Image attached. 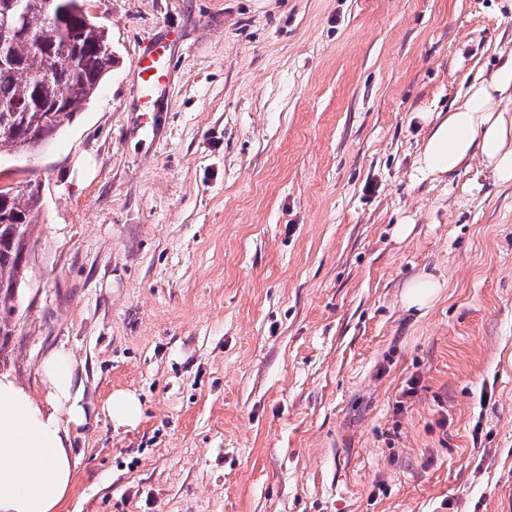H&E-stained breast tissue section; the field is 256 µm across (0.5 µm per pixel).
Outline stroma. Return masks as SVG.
Segmentation results:
<instances>
[{"mask_svg":"<svg viewBox=\"0 0 512 512\" xmlns=\"http://www.w3.org/2000/svg\"><path fill=\"white\" fill-rule=\"evenodd\" d=\"M83 3L111 74L0 159L44 185L4 371L41 404L64 352L90 411L63 512H512V185L416 171L512 0ZM170 31L146 112L131 65ZM444 287V282L430 274H421L409 281L402 293L406 309H424L431 306ZM109 417L117 425L134 424L140 416L141 407L138 399L126 391L112 393L107 402Z\"/></svg>","mask_w":512,"mask_h":512,"instance_id":"stroma-1","label":"stroma"}]
</instances>
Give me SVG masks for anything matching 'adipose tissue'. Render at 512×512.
I'll list each match as a JSON object with an SVG mask.
<instances>
[{
	"label": "adipose tissue",
	"instance_id": "1",
	"mask_svg": "<svg viewBox=\"0 0 512 512\" xmlns=\"http://www.w3.org/2000/svg\"><path fill=\"white\" fill-rule=\"evenodd\" d=\"M428 129L417 172L436 181L454 178L472 160L500 184L512 185V57L447 115L423 114ZM45 404L0 376V512H57L73 481L71 427L86 411L73 390L69 357L56 353L42 366Z\"/></svg>",
	"mask_w": 512,
	"mask_h": 512
}]
</instances>
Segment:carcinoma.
<instances>
[{
	"label": "carcinoma",
	"instance_id": "obj_1",
	"mask_svg": "<svg viewBox=\"0 0 512 512\" xmlns=\"http://www.w3.org/2000/svg\"><path fill=\"white\" fill-rule=\"evenodd\" d=\"M82 0H0L22 13L32 37L0 36V156L44 146L93 100L112 71L107 33L80 10ZM43 206L39 181L0 191V361L16 324L15 292L25 282V246Z\"/></svg>",
	"mask_w": 512,
	"mask_h": 512
}]
</instances>
